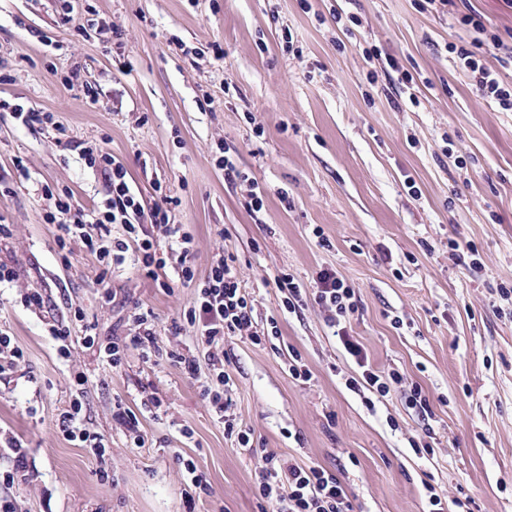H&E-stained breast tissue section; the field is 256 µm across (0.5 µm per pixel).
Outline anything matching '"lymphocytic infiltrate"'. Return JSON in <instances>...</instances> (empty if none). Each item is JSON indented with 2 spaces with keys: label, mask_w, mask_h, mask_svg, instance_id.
Returning a JSON list of instances; mask_svg holds the SVG:
<instances>
[{
  "label": "lymphocytic infiltrate",
  "mask_w": 512,
  "mask_h": 512,
  "mask_svg": "<svg viewBox=\"0 0 512 512\" xmlns=\"http://www.w3.org/2000/svg\"><path fill=\"white\" fill-rule=\"evenodd\" d=\"M461 21L471 27L475 37L467 45H449V53L455 54L459 65L468 72L482 100L494 104L498 111L512 112V83L504 82L499 74L500 68L512 67V47L505 44L498 29L476 11L462 14ZM490 49L499 52V69H492L483 61ZM66 147L78 152L89 167L101 172L108 195L100 204L87 208L76 202L71 188L58 189L55 210L46 217L47 223L59 229L58 248L66 249L71 238L82 240L86 251L98 263L96 282L101 287L102 300L107 303L112 302L115 295L106 280L113 265L124 262L126 253H135L140 271L155 280L160 269L166 266L158 252L160 245L165 243L179 251L178 280L195 288L194 302L183 316L197 326V342L209 353L210 377L202 394L217 413L226 412L231 377L224 368V339L248 330L254 320L253 303L241 286L233 258H219L204 278H197L191 260V236L182 225L172 221L178 198L164 193L151 209H143L127 180L124 165L111 153L71 141ZM116 224L123 225L124 238L113 237L112 227ZM311 293L347 353L361 358L360 346L346 331L347 320L358 310L354 288L336 272L323 269L318 272ZM131 319L138 328L135 335H113L102 340L88 334L83 341L98 347L107 363L115 368L121 366L132 348L141 350L144 358H151L157 350L152 329L153 310L144 305L136 306ZM81 412V400H71L60 413L57 426L69 441L91 449L97 458H104L108 442L104 436L81 427ZM224 431L236 435L239 444L250 449L256 461L257 491L271 512H353L346 488L336 474L319 466L301 467L281 459L270 449L254 447L248 435L235 433L232 422H225Z\"/></svg>",
  "instance_id": "lymphocytic-infiltrate-1"
}]
</instances>
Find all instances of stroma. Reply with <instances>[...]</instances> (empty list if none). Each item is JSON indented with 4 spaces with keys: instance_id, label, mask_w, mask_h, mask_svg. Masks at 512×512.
I'll return each mask as SVG.
<instances>
[{
    "instance_id": "obj_1",
    "label": "stroma",
    "mask_w": 512,
    "mask_h": 512,
    "mask_svg": "<svg viewBox=\"0 0 512 512\" xmlns=\"http://www.w3.org/2000/svg\"><path fill=\"white\" fill-rule=\"evenodd\" d=\"M94 7L123 32L85 37L60 23ZM0 0V100L54 113L68 138L106 148L126 168L145 205L158 188L180 199L175 223L192 236L198 276L233 256L254 304L253 330L277 317L274 342L248 333L224 339L233 386L230 415L254 444L302 466L336 474L354 512H427V486L468 512H512V112L480 99L449 44H469L460 10L420 0ZM357 15L340 30L335 10ZM377 46L414 77L418 104L389 89ZM77 73L98 94L88 104L62 80ZM263 135H255L254 127ZM229 145L239 168L264 191L251 215L250 187L228 189L216 147ZM23 157L28 178L17 176ZM0 263L14 281L0 286V331L23 349L21 368L0 376V470L12 466L9 439L29 461L0 498L18 512H262L254 458L224 425L200 385L206 349L183 318L193 287L178 284L175 258L164 283L140 275L134 253L113 267L116 298L104 303L95 260L72 241L69 255L46 223L48 191L67 186L92 207L106 195L100 172L57 147L50 130L0 112ZM329 241L321 247L313 228ZM453 241L471 242L469 253ZM336 271L353 286L358 311L347 331L376 371L401 379L367 408L346 386L360 367L344 351L313 300L281 311L276 276L309 282ZM32 289L42 307L23 304ZM153 309L160 354L129 351L109 366L83 344L87 326L102 337L130 330L135 305ZM83 320H76L75 310ZM71 329L60 356L50 324ZM190 350L189 375L168 352ZM312 373L288 375L291 354ZM83 375L82 425L109 442L104 460L56 426ZM421 388L431 415L408 403ZM131 410L145 435L134 445L112 417ZM432 435L433 452L414 453ZM194 462L212 494L187 499L180 458Z\"/></svg>"
}]
</instances>
